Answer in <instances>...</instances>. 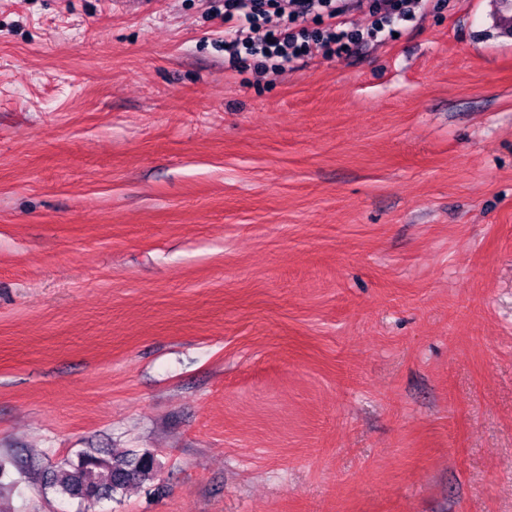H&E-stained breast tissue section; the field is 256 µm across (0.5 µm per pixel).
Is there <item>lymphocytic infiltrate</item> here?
<instances>
[{
    "label": "lymphocytic infiltrate",
    "mask_w": 512,
    "mask_h": 512,
    "mask_svg": "<svg viewBox=\"0 0 512 512\" xmlns=\"http://www.w3.org/2000/svg\"><path fill=\"white\" fill-rule=\"evenodd\" d=\"M349 0H224V67L241 71L250 58L259 59L276 75L286 74L293 64L309 51L306 18L326 23L322 44L331 53L349 52L359 36L350 21ZM265 27L263 39L253 32Z\"/></svg>",
    "instance_id": "f902f5d3"
}]
</instances>
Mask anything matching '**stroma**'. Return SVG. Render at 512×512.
Returning a JSON list of instances; mask_svg holds the SVG:
<instances>
[{
    "label": "stroma",
    "instance_id": "35a3bbf8",
    "mask_svg": "<svg viewBox=\"0 0 512 512\" xmlns=\"http://www.w3.org/2000/svg\"><path fill=\"white\" fill-rule=\"evenodd\" d=\"M511 16L275 76L224 0H0V512H512ZM99 454L85 452L77 464L56 466L51 471L50 487L62 496L97 502L154 476L155 459L148 452L111 459Z\"/></svg>",
    "mask_w": 512,
    "mask_h": 512
}]
</instances>
